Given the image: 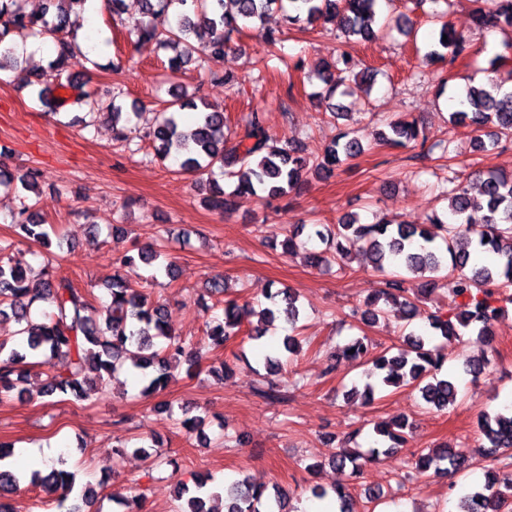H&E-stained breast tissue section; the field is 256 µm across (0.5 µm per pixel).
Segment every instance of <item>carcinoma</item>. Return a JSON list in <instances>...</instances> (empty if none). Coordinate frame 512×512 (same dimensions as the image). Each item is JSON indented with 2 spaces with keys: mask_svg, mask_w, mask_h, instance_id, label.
I'll return each mask as SVG.
<instances>
[{
  "mask_svg": "<svg viewBox=\"0 0 512 512\" xmlns=\"http://www.w3.org/2000/svg\"><path fill=\"white\" fill-rule=\"evenodd\" d=\"M23 0H0V71L18 63L14 45L17 39L29 36L48 38L54 46L55 58L50 69L55 71L59 85L67 90L83 87V82L67 73L70 59L80 50L76 41L78 30L84 27V17L73 10L85 0H47L48 7L39 14L28 13ZM379 0H142L144 19L132 29L139 39L149 40L161 51L172 52L168 58L167 80L194 61L195 50L207 53V59L216 63L224 59L232 36L248 29L269 47L261 60L268 68L273 59L286 63L277 45L284 42L288 31L264 25L270 11L284 13L288 26L314 28L328 23H339L340 37L371 41L377 38L374 30ZM487 7L479 6L474 12V22L481 28H511L512 0H488ZM442 19L437 42L428 51L433 62L454 61L466 48L464 35L456 32L444 21L445 11H433ZM342 66V71L353 81L369 76V69H358V64L348 53L324 65L319 80L324 84L319 97L326 101L336 94V77L331 69ZM512 72L501 79L494 75L487 86L466 88L460 100V109L451 113L455 125L483 128L489 124L500 134L512 133ZM112 115L114 140L131 146L135 140L148 139L154 143L155 155L160 159L173 158L183 172L198 176V182L208 184L209 194L204 202L214 210L228 213L233 210L235 198L242 194L271 200L288 195L302 182L307 173L319 176L332 174L336 167L359 155L363 145L349 131L336 135L332 144L322 154L308 152L307 145L294 139H273L266 131L263 112L255 109L244 120L242 131L227 129L224 112L203 104L198 110L195 97L186 89L175 85L169 98L161 100L155 124L148 131H141L132 124L139 113L123 111L121 94L112 96L106 106ZM198 111V119L191 129L184 128L182 113ZM389 132L380 133L381 141L393 146H405L418 141L420 127L413 121L388 123ZM223 177L227 186L219 183ZM452 188L446 191L447 219L435 215L428 224L394 223L380 219L362 224L346 216L336 225V230L312 225L307 239H299L305 225L298 224L289 231L282 248L294 255H306L312 267H330L332 263L345 262L352 254V247L359 243L366 246L365 255L378 270L394 264L420 280L418 287L406 286V280L394 278L386 281L385 288L364 303V310L352 311L364 324L373 326L392 311H400L411 321L423 312L420 303L445 286L453 278L455 296L460 298L459 309L453 315L429 314V327L442 338L457 337L466 331L478 336L492 335L491 328L503 312V304L512 305V294L505 289L512 286V174L489 171L482 180L478 195L467 186L450 180ZM0 187L28 193L37 188L35 172H12L0 168ZM34 204L23 201L19 210L11 215L25 238L49 246L55 226L34 220ZM325 249L308 248L313 240ZM13 244L0 245V316H11L18 321V340L12 347L0 342V399L13 393L21 395L24 371L18 368L25 359L44 356L62 361V370L48 376L40 394L71 395L77 400L85 397L84 385L93 372L100 384L106 386L124 370H138L145 381L143 394L150 396L167 387L172 378L171 369L186 357L187 374L199 367L203 346L191 347L186 340L175 335L163 305H151L146 294L130 288L128 277L137 272L136 261L147 265L154 262L170 270L166 263L164 246L155 243L138 257L124 255L113 260L115 274L108 288L105 317H93L96 308L88 293L81 291L66 277H55L51 264L36 272L30 265H22L12 256ZM36 303L47 305L41 320L31 317ZM297 298L288 289L270 291L265 301L253 306L242 305L228 299L224 301L223 315L216 316L206 325L207 345L220 348L228 341L245 336L259 340L263 336L260 325L279 318L291 326L299 320ZM406 348L395 355L388 351L372 353V341L366 336L352 339L342 349V355L368 367L363 389L352 387L350 393L361 394L368 403L380 387L412 386L432 408L442 411L457 402L459 389L448 378L438 377L443 357L439 350L429 345L428 339L409 331L404 335ZM266 388L260 394L270 400L280 398L279 390L270 377L281 369V361L269 354L264 357ZM404 420L374 425L373 433L379 444L383 439L389 447L398 448L407 441ZM481 432L485 443L478 449V456L486 463L491 477L482 489L466 493L459 499L460 512H512V404L481 417ZM358 431L351 432L346 448L330 457L337 468L349 469L348 478L357 480L362 473L360 459L363 455L354 447ZM469 465V459L455 447L444 444L430 448L419 455L417 469L426 473L453 474ZM20 483L19 476L0 469V512H11L1 499ZM31 484L52 493L58 487L73 490L75 477L70 472L51 466L43 475L32 473ZM186 496L185 506L177 512H219L207 508L210 500L224 499V512H290L288 497L276 490L266 492L263 486L243 479L222 485L209 476L195 481L194 488L180 484ZM333 493L338 512H358V501L352 495L350 484L338 483L327 490L311 488L318 499ZM98 496L97 487L91 483L83 486L82 505H73L66 512H83L82 506L92 504Z\"/></svg>",
  "mask_w": 512,
  "mask_h": 512,
  "instance_id": "obj_1",
  "label": "carcinoma"
}]
</instances>
